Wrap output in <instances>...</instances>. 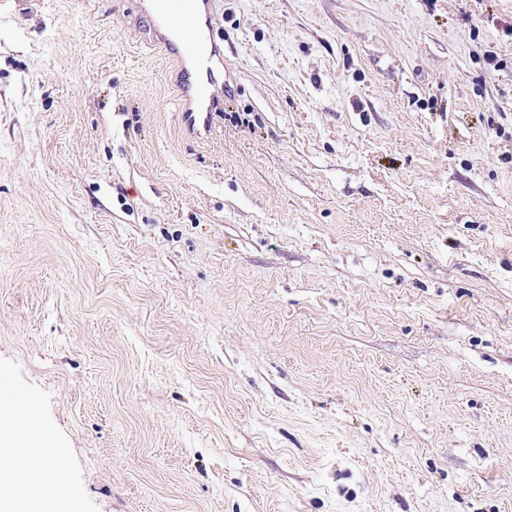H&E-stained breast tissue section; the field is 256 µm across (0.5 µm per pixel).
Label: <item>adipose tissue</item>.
I'll use <instances>...</instances> for the list:
<instances>
[{
	"mask_svg": "<svg viewBox=\"0 0 512 512\" xmlns=\"http://www.w3.org/2000/svg\"><path fill=\"white\" fill-rule=\"evenodd\" d=\"M35 443L39 452L31 462L37 487L28 494L16 490V451ZM57 443L44 430L35 402H17L0 390V512H82L76 492L58 491L64 482L52 461Z\"/></svg>",
	"mask_w": 512,
	"mask_h": 512,
	"instance_id": "obj_1",
	"label": "adipose tissue"
}]
</instances>
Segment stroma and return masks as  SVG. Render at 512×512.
I'll return each mask as SVG.
<instances>
[{"label": "stroma", "instance_id": "35a3bbf8", "mask_svg": "<svg viewBox=\"0 0 512 512\" xmlns=\"http://www.w3.org/2000/svg\"><path fill=\"white\" fill-rule=\"evenodd\" d=\"M0 0V383L84 512H512V0ZM143 1L152 37L176 63L181 124L190 135L207 136L214 114L224 105L223 54L210 36L211 0Z\"/></svg>", "mask_w": 512, "mask_h": 512}]
</instances>
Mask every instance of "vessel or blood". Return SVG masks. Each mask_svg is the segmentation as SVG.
Listing matches in <instances>:
<instances>
[{"instance_id": "1", "label": "vessel or blood", "mask_w": 512, "mask_h": 512, "mask_svg": "<svg viewBox=\"0 0 512 512\" xmlns=\"http://www.w3.org/2000/svg\"><path fill=\"white\" fill-rule=\"evenodd\" d=\"M155 42L175 61L180 120L187 133L209 135L224 104L223 54L210 36V0H145Z\"/></svg>"}]
</instances>
